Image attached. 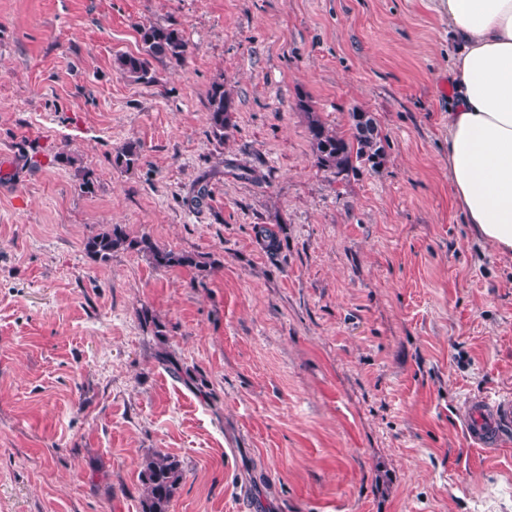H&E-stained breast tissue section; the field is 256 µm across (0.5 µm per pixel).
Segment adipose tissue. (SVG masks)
<instances>
[{"instance_id":"ef3b65f1","label":"adipose tissue","mask_w":512,"mask_h":512,"mask_svg":"<svg viewBox=\"0 0 512 512\" xmlns=\"http://www.w3.org/2000/svg\"><path fill=\"white\" fill-rule=\"evenodd\" d=\"M448 172L477 236L512 254V0H446Z\"/></svg>"}]
</instances>
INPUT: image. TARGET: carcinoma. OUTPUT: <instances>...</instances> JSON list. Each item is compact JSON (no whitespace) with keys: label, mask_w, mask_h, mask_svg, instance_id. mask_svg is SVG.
<instances>
[{"label":"carcinoma","mask_w":512,"mask_h":512,"mask_svg":"<svg viewBox=\"0 0 512 512\" xmlns=\"http://www.w3.org/2000/svg\"><path fill=\"white\" fill-rule=\"evenodd\" d=\"M139 35L143 53L121 55L116 59L118 70L130 81H152L151 61L168 60L179 63L189 53V45L182 32L172 26L154 23L142 24ZM299 109L308 115V134L313 145L316 164L331 169L336 176H349L363 167L379 169L384 160L381 133L375 119L358 121V113L351 115L350 133L339 131L321 120L313 106L299 100ZM235 100L224 83L213 84L208 92V123L210 134L222 141L235 127ZM140 158L139 147L127 143L119 148L112 165L124 172L135 168ZM132 251L145 256L157 270L189 269L204 277L218 264V260L200 254L178 252L162 248L149 236L132 237L120 224H112L84 242V252L94 261L105 264L118 251ZM141 478L145 486L143 512H169L171 500L183 480L180 462L173 456L155 453L145 461Z\"/></svg>","instance_id":"obj_1"}]
</instances>
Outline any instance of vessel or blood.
I'll return each instance as SVG.
<instances>
[{"instance_id":"obj_1","label":"vessel or blood","mask_w":512,"mask_h":512,"mask_svg":"<svg viewBox=\"0 0 512 512\" xmlns=\"http://www.w3.org/2000/svg\"><path fill=\"white\" fill-rule=\"evenodd\" d=\"M469 447L486 452L501 447L512 428V398L480 397L465 400L457 408Z\"/></svg>"}]
</instances>
